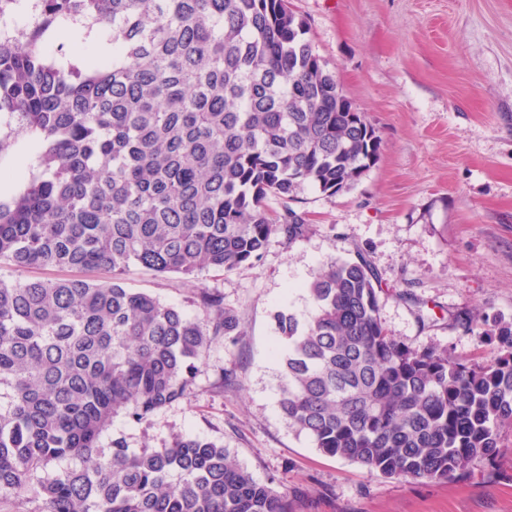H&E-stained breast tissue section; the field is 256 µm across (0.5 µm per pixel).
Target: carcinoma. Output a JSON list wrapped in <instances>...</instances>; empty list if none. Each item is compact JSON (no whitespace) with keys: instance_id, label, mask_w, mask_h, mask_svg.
Here are the masks:
<instances>
[{"instance_id":"carcinoma-1","label":"carcinoma","mask_w":512,"mask_h":512,"mask_svg":"<svg viewBox=\"0 0 512 512\" xmlns=\"http://www.w3.org/2000/svg\"><path fill=\"white\" fill-rule=\"evenodd\" d=\"M35 29L0 35V112L43 143L41 172L0 206V265L74 269L0 280V501L28 512H289L288 494L223 444L99 447L112 417L139 424L187 399L195 361L241 335L195 290L202 317L124 286L132 266L196 279L309 237L290 203L332 197L382 141L288 0H39ZM112 29V57L64 69L42 33ZM286 203L274 221L268 201ZM82 271H99L92 280ZM368 260H334L301 319L279 311V405L316 448L385 477L446 480L495 456L512 428V326L494 363L390 336Z\"/></svg>"}]
</instances>
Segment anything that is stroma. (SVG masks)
<instances>
[{
	"label": "stroma",
	"instance_id": "1",
	"mask_svg": "<svg viewBox=\"0 0 512 512\" xmlns=\"http://www.w3.org/2000/svg\"><path fill=\"white\" fill-rule=\"evenodd\" d=\"M289 2L376 128L380 157L346 192L302 193L308 238H276L251 265L202 273L198 283L237 312L240 335L197 360L188 399L142 424L114 416L99 445L217 441L286 492L291 512H512V430H503L495 458L441 481L388 478L315 448L279 406L284 343L273 319L281 310L307 315V286L331 260L360 253L381 283L380 318L391 336L483 365L498 357L491 336L512 325V0ZM0 139L8 143L4 170L42 150L9 112H0ZM124 284L200 314L194 284L180 275L133 267ZM227 368L237 381L217 388Z\"/></svg>",
	"mask_w": 512,
	"mask_h": 512
}]
</instances>
